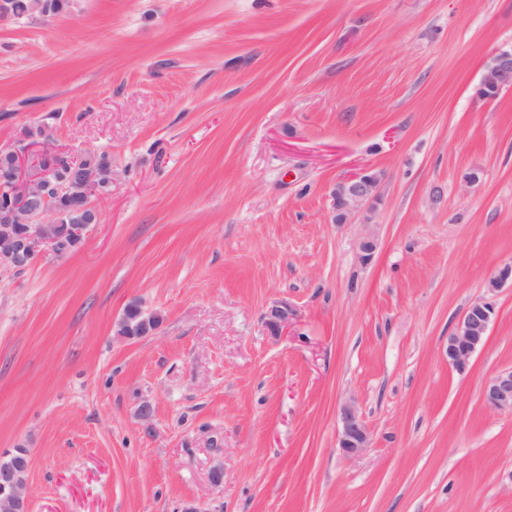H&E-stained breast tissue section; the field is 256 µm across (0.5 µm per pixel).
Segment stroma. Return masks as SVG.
I'll return each instance as SVG.
<instances>
[{"label": "stroma", "instance_id": "35a3bbf8", "mask_svg": "<svg viewBox=\"0 0 512 512\" xmlns=\"http://www.w3.org/2000/svg\"><path fill=\"white\" fill-rule=\"evenodd\" d=\"M511 44L512 0L0 20V146L44 127L112 156L79 250L0 279V452H28L26 512H512V413L480 395L512 367V286L487 291L512 261V89L477 94ZM366 170L378 200L332 223L336 183ZM487 295L458 372L448 336ZM134 300L163 323L127 340ZM348 400L372 438L355 457ZM495 316V307L489 298L473 301L448 336V364L458 372H465L474 353L488 338ZM295 315V310L287 302H273L264 312L265 327L271 335L278 336L288 328ZM339 448L347 456H357L369 447L371 433L358 407L353 403L341 406L338 414Z\"/></svg>", "mask_w": 512, "mask_h": 512}]
</instances>
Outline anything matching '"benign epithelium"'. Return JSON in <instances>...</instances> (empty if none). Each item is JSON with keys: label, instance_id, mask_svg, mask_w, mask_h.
Instances as JSON below:
<instances>
[{"label": "benign epithelium", "instance_id": "7a95c632", "mask_svg": "<svg viewBox=\"0 0 512 512\" xmlns=\"http://www.w3.org/2000/svg\"><path fill=\"white\" fill-rule=\"evenodd\" d=\"M512 83V46L493 54L483 72L480 88L501 90ZM58 154L52 140H33L18 150L0 147V155L9 161L0 175V189L10 202L0 206V276H9L28 264L37 262L50 252L64 257L76 251L99 224L95 201L112 195V165L97 164L84 157L73 158V174L66 175L43 160ZM380 191L378 176L363 171L353 178L336 184L332 190L333 219L345 224L348 219L377 200ZM67 197L81 203L88 221L83 224H62L52 197ZM512 282V262L500 267L489 280L487 289L493 293ZM295 310L286 302H274L264 312L267 331L277 336L288 328ZM495 316V307L488 298L473 301L448 336V365L463 373L474 353L488 338ZM163 318L147 310L131 318L122 315L118 335L135 339L154 333ZM481 397L492 411L512 413V369L493 373L482 385ZM339 448L354 457L369 447L371 433L358 407L353 403L341 406L338 414ZM26 471L20 457L0 470V497L16 503H26L27 483L19 480Z\"/></svg>", "mask_w": 512, "mask_h": 512}]
</instances>
